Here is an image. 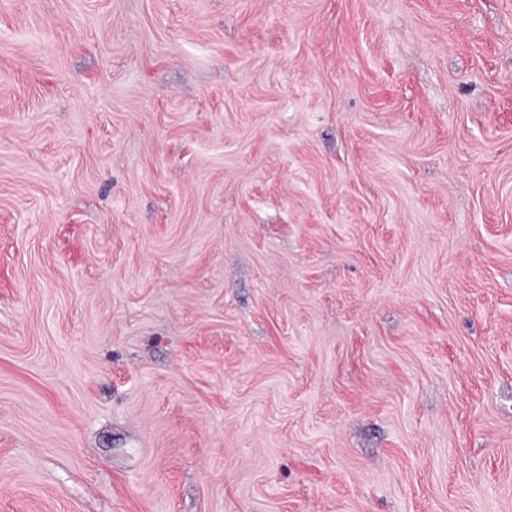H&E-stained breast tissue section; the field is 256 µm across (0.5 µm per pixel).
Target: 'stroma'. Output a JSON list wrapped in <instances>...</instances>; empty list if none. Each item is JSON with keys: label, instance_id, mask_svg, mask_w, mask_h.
<instances>
[{"label": "stroma", "instance_id": "stroma-1", "mask_svg": "<svg viewBox=\"0 0 512 512\" xmlns=\"http://www.w3.org/2000/svg\"><path fill=\"white\" fill-rule=\"evenodd\" d=\"M0 512H512V0H0Z\"/></svg>", "mask_w": 512, "mask_h": 512}]
</instances>
